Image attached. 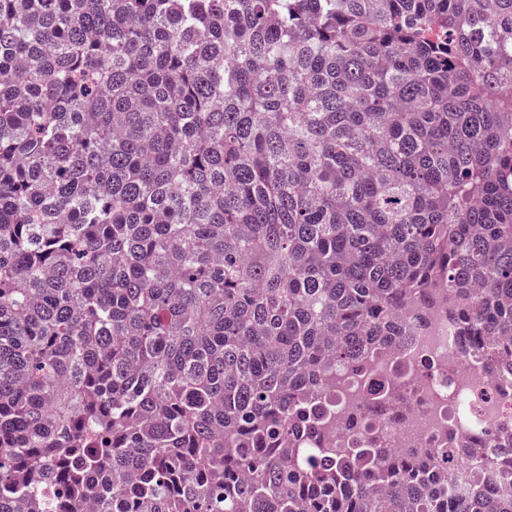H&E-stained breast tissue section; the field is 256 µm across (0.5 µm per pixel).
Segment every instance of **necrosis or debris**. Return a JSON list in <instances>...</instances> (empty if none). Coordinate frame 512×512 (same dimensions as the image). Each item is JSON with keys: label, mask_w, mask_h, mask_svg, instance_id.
Returning <instances> with one entry per match:
<instances>
[{"label": "necrosis or debris", "mask_w": 512, "mask_h": 512, "mask_svg": "<svg viewBox=\"0 0 512 512\" xmlns=\"http://www.w3.org/2000/svg\"><path fill=\"white\" fill-rule=\"evenodd\" d=\"M404 323L405 337L374 368L380 375L410 373L404 410L378 424L383 445L435 448L442 438L462 437L469 446L449 456V471L464 476L479 466L486 479L512 488V460L493 446L512 407V374L490 378L483 358L460 349L445 313L423 325L410 317Z\"/></svg>", "instance_id": "necrosis-or-debris-1"}]
</instances>
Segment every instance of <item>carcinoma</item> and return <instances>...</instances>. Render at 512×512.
<instances>
[{"instance_id": "1", "label": "carcinoma", "mask_w": 512, "mask_h": 512, "mask_svg": "<svg viewBox=\"0 0 512 512\" xmlns=\"http://www.w3.org/2000/svg\"><path fill=\"white\" fill-rule=\"evenodd\" d=\"M441 288L511 366L512 0H0V512H512L365 430ZM336 379L341 383L340 400L344 405L339 406L336 413V432L333 433L335 439L334 447L350 448L352 437L343 433L339 420L347 410V406H355L365 391L364 383L359 372L345 365H336Z\"/></svg>"}]
</instances>
